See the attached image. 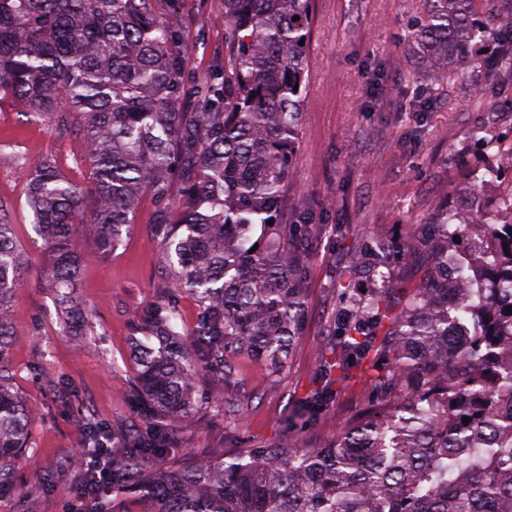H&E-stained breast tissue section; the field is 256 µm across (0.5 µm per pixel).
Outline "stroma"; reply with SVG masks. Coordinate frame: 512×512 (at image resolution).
<instances>
[{
    "instance_id": "obj_1",
    "label": "stroma",
    "mask_w": 512,
    "mask_h": 512,
    "mask_svg": "<svg viewBox=\"0 0 512 512\" xmlns=\"http://www.w3.org/2000/svg\"><path fill=\"white\" fill-rule=\"evenodd\" d=\"M424 8L425 0H315L307 94L283 212L287 223L310 222L314 239L305 272V335L277 372L250 356L233 357L242 415L226 414L223 387L202 377L209 404L192 422L168 424L173 459L287 440V420L311 384L316 354L330 341L339 313L375 286L371 270L360 268L349 288L338 287L351 256L366 254L402 287L422 283L424 260L404 246L410 230L459 206L489 163L472 142L475 126L512 132V112L492 109L493 101L512 98L511 84L483 98L472 89V75L433 83L409 54L405 36ZM154 9L187 43L182 64L189 80L223 68L224 0H154ZM76 154L75 138L30 120L14 98L0 99V199L12 203L16 238L31 255L12 301L10 358L14 388L36 412L32 452L18 462L13 486L0 492V512H11L22 496L36 501L38 512H75L83 496L61 487L57 470L87 443L82 416L107 426L148 425L131 398L132 342L145 338L143 316L164 295L156 226L175 219L177 205L144 194L117 249L104 259L86 258L75 294L94 331L69 335L43 278L49 255L34 232L17 162L54 158L80 183L87 170ZM371 396L360 384L305 417L307 443H327Z\"/></svg>"
}]
</instances>
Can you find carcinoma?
<instances>
[{"label":"carcinoma","instance_id":"1","mask_svg":"<svg viewBox=\"0 0 512 512\" xmlns=\"http://www.w3.org/2000/svg\"><path fill=\"white\" fill-rule=\"evenodd\" d=\"M428 2L407 40L430 81L469 66L470 48L493 55L480 70V95L512 84V0H493L491 24L480 17L483 0ZM224 18L232 50L223 76L188 85L183 37L156 16L153 0H0V96L76 137L89 169L85 187L51 157L24 169L63 323L91 329L71 294L84 215L105 257L129 232L139 196L166 201L179 181L180 218L158 226L166 295L145 315L150 342L133 345L132 396L150 425L108 430L83 418L93 462L71 459L68 487L107 474L115 497L136 496L142 512H512V314L500 303L512 275V178L487 212L483 187L503 178L493 166L469 188L481 222L443 209L433 233L411 238L431 257L420 287L399 288L372 268L381 286L338 317L336 340L319 353L312 388L288 417V442L162 463L168 419L189 420L202 403L200 371L224 385L227 412H237L231 358L247 354L277 371L304 329L302 273L313 240L308 224L281 215L314 0H224ZM483 133L473 135L484 150L512 160V134ZM10 210L0 200V491L30 450L35 418L9 361L11 302L30 262ZM256 224L267 234L254 240ZM181 293L200 307L189 334ZM356 371L377 399L328 443L307 446L296 419L327 407Z\"/></svg>","mask_w":512,"mask_h":512}]
</instances>
